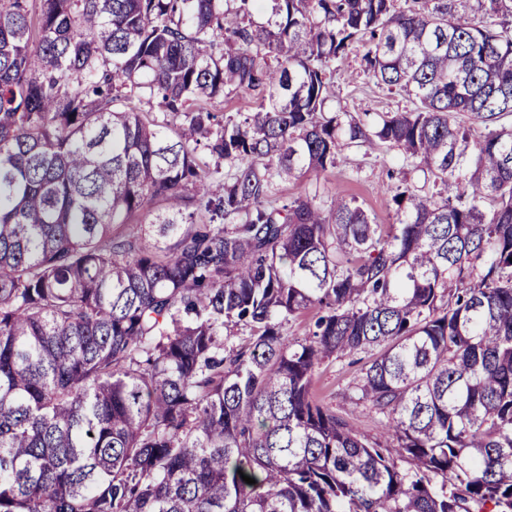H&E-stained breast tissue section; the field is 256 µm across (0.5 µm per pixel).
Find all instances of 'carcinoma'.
I'll use <instances>...</instances> for the list:
<instances>
[{
    "instance_id": "obj_1",
    "label": "carcinoma",
    "mask_w": 512,
    "mask_h": 512,
    "mask_svg": "<svg viewBox=\"0 0 512 512\" xmlns=\"http://www.w3.org/2000/svg\"><path fill=\"white\" fill-rule=\"evenodd\" d=\"M254 2L0 0V512H512V0ZM351 144L395 223L273 201ZM362 48L353 47L348 56L339 62L329 79V96L346 106L355 117L366 118L364 113L396 112L412 104L407 98L388 93L378 87L360 69L359 53ZM370 360V353H357L324 366L315 383V394L322 402L336 409L337 413L353 418L360 431L374 435L377 417L363 408L354 409L345 399L346 389L361 367Z\"/></svg>"
}]
</instances>
